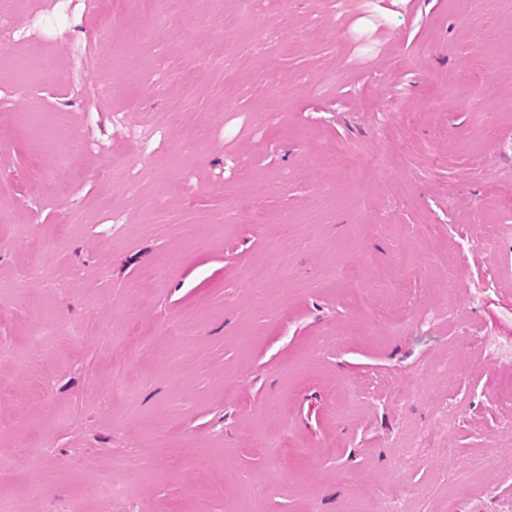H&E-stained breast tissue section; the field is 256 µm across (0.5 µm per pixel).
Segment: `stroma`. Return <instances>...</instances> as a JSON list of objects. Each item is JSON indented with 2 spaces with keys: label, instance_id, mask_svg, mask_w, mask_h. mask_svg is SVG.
Segmentation results:
<instances>
[{
  "label": "stroma",
  "instance_id": "35a3bbf8",
  "mask_svg": "<svg viewBox=\"0 0 512 512\" xmlns=\"http://www.w3.org/2000/svg\"><path fill=\"white\" fill-rule=\"evenodd\" d=\"M9 22L5 512L512 503V235L481 244L512 225V0H15Z\"/></svg>",
  "mask_w": 512,
  "mask_h": 512
}]
</instances>
